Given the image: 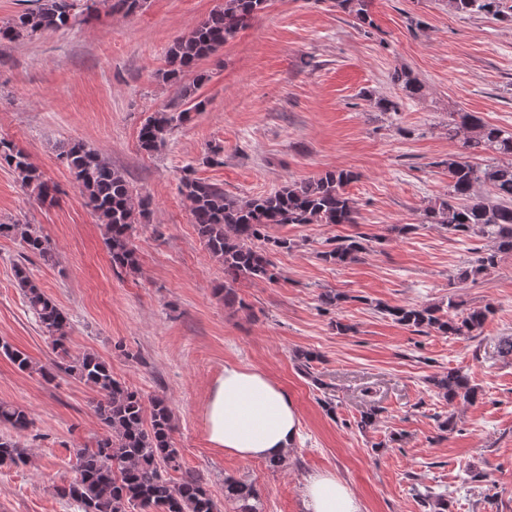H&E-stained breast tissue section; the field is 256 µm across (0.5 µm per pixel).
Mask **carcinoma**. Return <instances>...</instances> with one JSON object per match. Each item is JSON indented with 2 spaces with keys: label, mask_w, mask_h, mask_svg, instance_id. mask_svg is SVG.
<instances>
[{
  "label": "carcinoma",
  "mask_w": 512,
  "mask_h": 512,
  "mask_svg": "<svg viewBox=\"0 0 512 512\" xmlns=\"http://www.w3.org/2000/svg\"><path fill=\"white\" fill-rule=\"evenodd\" d=\"M266 2L224 0L222 9L174 40L168 50L170 69L164 74L165 80L178 83L185 69L223 47L265 8ZM370 6L371 0H334V7L353 16L361 27H374ZM75 7V0H43L38 8L28 9L1 26L0 36L19 40L58 31L69 25ZM448 7L466 14L500 15L504 13V0H448ZM392 81L409 98L422 95L423 85L409 70H394ZM188 116L187 109L152 113L140 128V149L156 151L168 132L187 121ZM460 132L464 134L463 152L444 162L448 199L428 204L421 223L439 224L453 236L492 242L489 252L459 273V279L467 281L494 267L500 255L512 253V132L461 110L449 113L448 137ZM61 157L74 174L87 206L104 226L112 266L137 270L139 262L131 235L136 215L144 214L149 202L133 201L124 174L86 143H67ZM0 163L13 169L40 200H56L57 186L42 178L23 150L0 141ZM357 178L351 170H329L312 180L238 200L215 184L184 177L182 192L190 202L193 224L209 253L224 266V303H235L234 285L240 281L275 280L268 250L255 245L268 240V227L358 223L357 203L346 193V186ZM480 186L490 187L492 195L478 194ZM0 234L20 239L27 252L45 263L54 261L48 240L35 225L0 224ZM368 242V236L360 232L331 239L318 256L336 265L355 263L369 250ZM14 277L36 321L52 338L54 349L60 351L61 361L56 367L96 389L99 399L94 402V412L107 430L96 447L74 449L76 476L59 488L58 494L77 503L81 512H222L199 477L189 475L179 482L168 477L169 471L180 469V462L172 437V411L166 400L154 397L147 406L143 396L116 379L112 368L96 355L70 356L64 311L25 266L16 265ZM460 307L450 297L445 308L380 304L376 311L417 332L434 330L448 336H474L492 314L489 305L466 311ZM0 356L23 372L51 377L44 367L33 364L27 354L2 338ZM429 383L450 405L468 404L477 396L468 376L455 369L434 376ZM30 425L25 409L0 402V426L20 433ZM6 462L23 464L25 454L11 436L0 434V464ZM224 496L234 512H263L259 490L253 483L226 479Z\"/></svg>",
  "instance_id": "cac0c4a2"
}]
</instances>
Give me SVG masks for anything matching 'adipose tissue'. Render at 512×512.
Masks as SVG:
<instances>
[{
	"mask_svg": "<svg viewBox=\"0 0 512 512\" xmlns=\"http://www.w3.org/2000/svg\"><path fill=\"white\" fill-rule=\"evenodd\" d=\"M297 410L263 372L225 366L210 386L205 410L209 444L243 460L284 458L295 447ZM304 512H362L355 493L330 472L310 475Z\"/></svg>",
	"mask_w": 512,
	"mask_h": 512,
	"instance_id": "adipose-tissue-1",
	"label": "adipose tissue"
}]
</instances>
